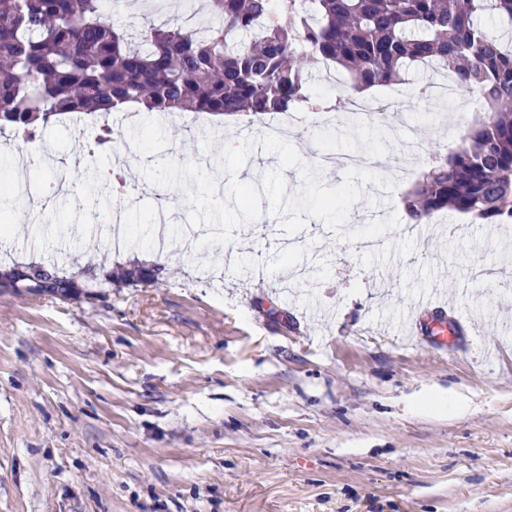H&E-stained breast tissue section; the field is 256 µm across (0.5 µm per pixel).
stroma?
Here are the masks:
<instances>
[{
	"mask_svg": "<svg viewBox=\"0 0 512 512\" xmlns=\"http://www.w3.org/2000/svg\"><path fill=\"white\" fill-rule=\"evenodd\" d=\"M179 2L103 10L134 29L209 21L204 0ZM424 80L379 87L390 107L373 120L295 112L288 140L306 162L387 156L393 191L366 185L346 224L397 214L371 251L315 219L285 235L269 214L198 248L182 192L148 185L139 160L205 158L225 133L210 115L113 113L112 149L81 159L75 131L93 135L91 122L46 128L42 142L78 165L45 214L8 206L18 259L163 272L90 298L0 290V512H512V224L406 214L400 169L428 171L482 117L465 88L442 106L419 97ZM127 156L125 222L144 232L171 211L167 252L144 235L108 249L101 173ZM77 209L91 236L57 237ZM425 295L451 332L437 335L429 311L405 334Z\"/></svg>",
	"mask_w": 512,
	"mask_h": 512,
	"instance_id": "35a3bbf8",
	"label": "stroma"
}]
</instances>
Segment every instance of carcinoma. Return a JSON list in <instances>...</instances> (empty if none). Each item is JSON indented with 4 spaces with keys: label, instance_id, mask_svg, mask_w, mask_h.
Wrapping results in <instances>:
<instances>
[{
    "label": "carcinoma",
    "instance_id": "obj_1",
    "mask_svg": "<svg viewBox=\"0 0 512 512\" xmlns=\"http://www.w3.org/2000/svg\"><path fill=\"white\" fill-rule=\"evenodd\" d=\"M100 2L0 0V132L25 142L64 115L88 116L91 150L104 151L114 112L260 116L309 101L325 66L358 90L436 63L477 94L483 117L403 194L404 208L418 224L441 210L512 222V45L481 23L489 10L512 25V0H207L215 21L200 30L146 18L134 34ZM161 271L104 279L152 284ZM83 287L53 264L37 294Z\"/></svg>",
    "mask_w": 512,
    "mask_h": 512
}]
</instances>
